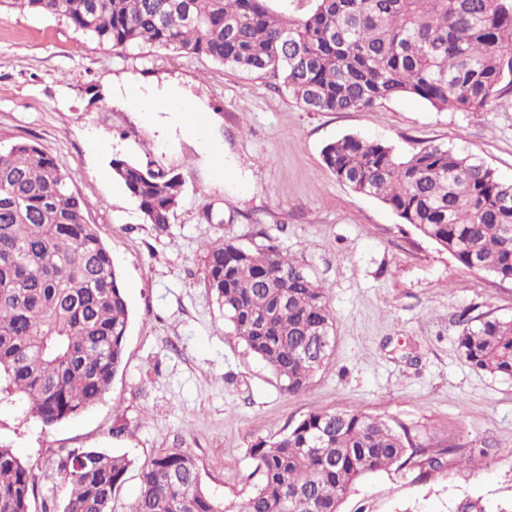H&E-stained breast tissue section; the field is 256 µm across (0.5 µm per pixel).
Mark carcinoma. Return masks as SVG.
Segmentation results:
<instances>
[{"label": "carcinoma", "instance_id": "carcinoma-1", "mask_svg": "<svg viewBox=\"0 0 512 512\" xmlns=\"http://www.w3.org/2000/svg\"><path fill=\"white\" fill-rule=\"evenodd\" d=\"M268 0H7L114 49H169L278 79L312 112H349L409 96L483 112L512 94V0H314L301 18ZM323 161L336 180L379 199L464 266L512 281V182L448 148L405 157L345 136ZM147 223L163 230L184 193L179 174L114 158ZM60 161L33 141L0 146V376L46 427L96 404L119 371L130 312L112 256ZM207 288L246 351L299 395L328 359L334 316L321 285L272 241L206 247ZM459 349L474 369L512 379V319L464 320ZM258 481L227 510L205 490L195 456L167 448L139 471L130 512H341L367 474L440 457L387 421L315 409L250 449ZM131 460L58 448L69 487L62 512H112ZM37 476L0 447V512H32Z\"/></svg>", "mask_w": 512, "mask_h": 512}]
</instances>
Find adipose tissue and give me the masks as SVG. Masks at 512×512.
Here are the masks:
<instances>
[{"mask_svg":"<svg viewBox=\"0 0 512 512\" xmlns=\"http://www.w3.org/2000/svg\"><path fill=\"white\" fill-rule=\"evenodd\" d=\"M119 93L128 108L145 117H153L158 112L175 114L185 136L198 141L202 140L203 131L194 117L203 113L204 108L188 98L181 88L176 86L161 89L149 88L130 79L123 84Z\"/></svg>","mask_w":512,"mask_h":512,"instance_id":"adipose-tissue-1","label":"adipose tissue"}]
</instances>
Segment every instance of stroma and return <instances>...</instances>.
Masks as SVG:
<instances>
[{"mask_svg":"<svg viewBox=\"0 0 512 512\" xmlns=\"http://www.w3.org/2000/svg\"><path fill=\"white\" fill-rule=\"evenodd\" d=\"M132 77L177 84L205 106L224 179L167 113L149 121L91 94ZM347 135L400 157L449 147L512 181V95L488 112L412 97L310 112L269 77L148 44L114 49L57 18L0 7V143L36 141L66 168L130 309L122 366L83 414L43 427L0 382V445L33 467L55 506L69 493L49 468L62 447L128 455L112 512H130L140 467L177 447L195 456L215 501L240 502L256 482L253 445L315 409L378 416L444 451L439 472L409 463L365 476L342 512H454L465 498L497 512L512 501V380L475 371L457 344L463 316L512 317V281L467 268L380 200L336 181L322 150ZM93 139L102 149H90ZM115 158L182 175L166 229L146 223L110 177ZM227 239L275 241L324 289L334 343L304 395L280 391L205 286L203 247Z\"/></svg>","mask_w":512,"mask_h":512,"instance_id":"1","label":"stroma"}]
</instances>
